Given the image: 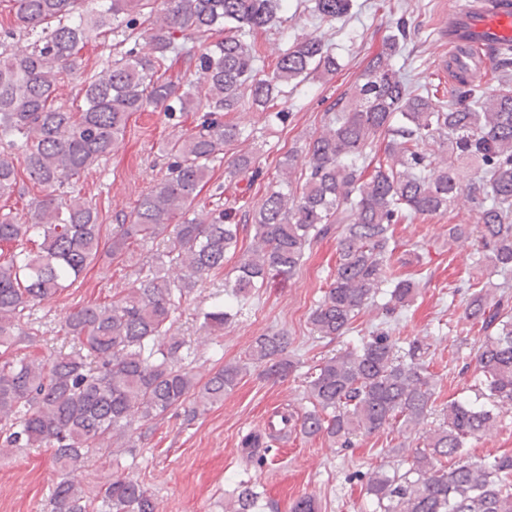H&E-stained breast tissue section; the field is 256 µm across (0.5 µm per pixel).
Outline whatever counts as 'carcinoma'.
Segmentation results:
<instances>
[{
	"instance_id": "obj_1",
	"label": "carcinoma",
	"mask_w": 512,
	"mask_h": 512,
	"mask_svg": "<svg viewBox=\"0 0 512 512\" xmlns=\"http://www.w3.org/2000/svg\"><path fill=\"white\" fill-rule=\"evenodd\" d=\"M14 27L0 29V198L14 192V153L27 178L46 191L21 221L0 208V430L6 448H54L56 512H158L140 481L117 476L86 498L76 480L114 434L182 410L191 420L224 400L252 365L274 381L295 369L288 334L256 337L244 357L201 381L184 364L190 345L173 333L175 314L207 278L239 254L226 298L195 314L199 330L213 334L232 323L256 290L292 279L306 252L342 225L336 270L312 310L313 334L333 340L353 329L359 314L383 296L393 317L413 303L417 284L396 273L399 243L392 225L428 219L448 210L460 192L473 203L475 223L457 224V238L481 244L478 262L512 272V45L491 51L497 88L475 74H453L448 94L415 86L397 67L419 24L402 14L367 61L362 84L334 99L326 130L300 150H289L278 171L302 162V191L270 190L252 214L236 219L222 192L212 206L195 207L217 162L244 137L224 121L228 112L254 109L267 126L288 112L274 102L316 74L336 72L333 48L315 36L295 37L275 67L255 66L251 37L272 29L288 40V0H8ZM311 15L332 21L353 0H312ZM224 37L195 54L193 40ZM110 37L120 51L102 69L84 72L80 50L91 36ZM29 40L13 50L17 37ZM195 61L199 77H167L179 59ZM80 78L78 111L58 100L65 76ZM162 107L177 125L199 112L195 126L169 143L163 179L144 194L129 222L112 231L108 254L116 259L166 235L164 248L140 269L116 300L78 307L64 317L75 351L48 358L18 353L15 329L41 302L70 287L93 262L101 244L99 213L74 184L123 140L129 117ZM383 144L384 157L377 156ZM229 177L253 182L257 159L238 154ZM254 247L239 251L240 236ZM466 318L480 326L474 358L475 398L448 400L436 409L426 365L428 344L398 345L388 329L322 360L307 373L309 407L283 416L300 434L325 436L340 447L395 425H417L440 413L442 422L418 439L403 471L369 477L366 512H512V453L480 461L470 441L498 427L512 407V304L467 282ZM260 493L241 485L225 512H255ZM290 512H318L314 496L297 497Z\"/></svg>"
}]
</instances>
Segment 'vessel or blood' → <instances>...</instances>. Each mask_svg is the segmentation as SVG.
<instances>
[{
    "label": "vessel or blood",
    "mask_w": 512,
    "mask_h": 512,
    "mask_svg": "<svg viewBox=\"0 0 512 512\" xmlns=\"http://www.w3.org/2000/svg\"><path fill=\"white\" fill-rule=\"evenodd\" d=\"M449 40L471 42L479 46L490 42H512V8L500 5L498 0H485L483 6L463 5L458 13V24L448 34Z\"/></svg>",
    "instance_id": "obj_1"
}]
</instances>
